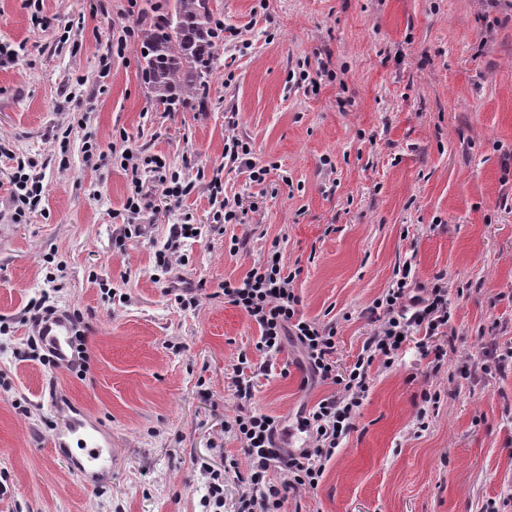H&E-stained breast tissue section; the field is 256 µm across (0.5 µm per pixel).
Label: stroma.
<instances>
[{
    "label": "stroma",
    "instance_id": "35a3bbf8",
    "mask_svg": "<svg viewBox=\"0 0 512 512\" xmlns=\"http://www.w3.org/2000/svg\"><path fill=\"white\" fill-rule=\"evenodd\" d=\"M246 52L220 49L205 111L157 108L133 52L112 56L126 0H0V512H203L205 467L243 459L225 432L239 356L261 363L257 324L225 302L279 244L304 317L336 327L345 372L369 310L399 265L448 284L452 336L440 364L411 337L373 364L353 430L317 489L281 512H512V0H212ZM111 56L109 77L99 61ZM330 58L318 92L296 83ZM278 168L265 184L224 157V130ZM194 185L153 192L147 235L120 240L130 180L113 166L122 136ZM98 155L88 158L86 140ZM32 160L42 192L16 216L10 177ZM245 209L215 227L210 182ZM191 216L176 275L202 286L181 309L156 277L169 228ZM245 247L231 252L232 238ZM75 313L89 362L77 374L34 359L31 299ZM295 342L253 380L257 412L292 428L333 385L306 381ZM475 368L469 379L463 367ZM440 395L438 403L426 394ZM83 417L111 442L112 470L78 476L53 439Z\"/></svg>",
    "mask_w": 512,
    "mask_h": 512
}]
</instances>
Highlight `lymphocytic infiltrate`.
<instances>
[{
	"label": "lymphocytic infiltrate",
	"mask_w": 512,
	"mask_h": 512,
	"mask_svg": "<svg viewBox=\"0 0 512 512\" xmlns=\"http://www.w3.org/2000/svg\"><path fill=\"white\" fill-rule=\"evenodd\" d=\"M113 162L130 176L132 184L124 203V213L129 219L124 226L125 237L146 233L145 225L137 221L149 206L144 177H151L163 195L173 201L188 196L194 189L193 183L169 171L157 155L126 146L114 154ZM279 254V249H271L242 279L225 281L224 299L258 325L257 351L274 358L282 348L284 337H294L311 377L334 385L335 390L302 413L299 425L310 439L306 448L276 447L273 441L276 420L253 409L252 386L242 378L250 362L247 357H239L233 381L236 411L226 426L243 442L246 460L241 463L228 458L223 471H211L206 500L218 510L224 506V476L231 472L241 476L242 512H281L289 493L316 489L327 462L351 430L367 396L373 363L392 365L402 348V337L419 333L429 340L447 335L450 327L452 313L447 283L438 279L425 290H418L411 263H404L391 285L374 302V330L364 340L347 373L337 374L336 329L300 313V299L293 286L295 277L286 273ZM274 466L286 471L284 482L268 481L267 473Z\"/></svg>",
	"instance_id": "1"
}]
</instances>
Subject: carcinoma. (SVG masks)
Here are the masks:
<instances>
[{"label":"carcinoma","instance_id":"carcinoma-1","mask_svg":"<svg viewBox=\"0 0 512 512\" xmlns=\"http://www.w3.org/2000/svg\"><path fill=\"white\" fill-rule=\"evenodd\" d=\"M210 0H152L134 46L141 82L171 111L195 101L217 71L220 40Z\"/></svg>","mask_w":512,"mask_h":512}]
</instances>
